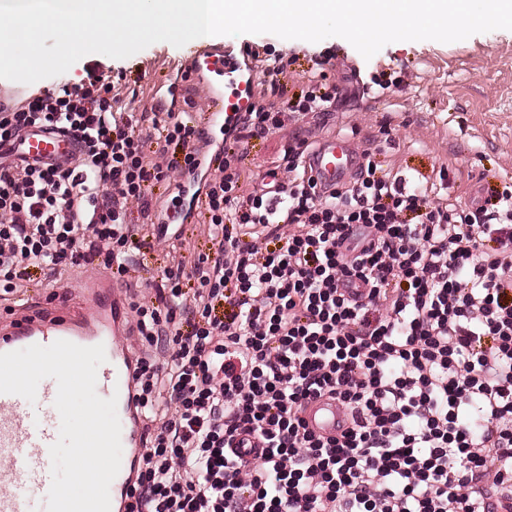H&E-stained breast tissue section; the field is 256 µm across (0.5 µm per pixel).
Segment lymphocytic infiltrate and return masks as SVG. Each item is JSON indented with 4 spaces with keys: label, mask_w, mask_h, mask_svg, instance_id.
<instances>
[{
    "label": "lymphocytic infiltrate",
    "mask_w": 512,
    "mask_h": 512,
    "mask_svg": "<svg viewBox=\"0 0 512 512\" xmlns=\"http://www.w3.org/2000/svg\"><path fill=\"white\" fill-rule=\"evenodd\" d=\"M262 74L204 184L209 251L170 262L135 306L146 435L127 512H494L512 495V188L463 207L378 175L366 148L323 192L298 132L286 179L246 190L251 139L341 96L332 83L288 104L282 58ZM33 127L74 156L0 163V290L33 268L129 274L153 187L197 180L204 130L123 106L94 66L0 109V146ZM323 399L344 415L332 435L306 420Z\"/></svg>",
    "instance_id": "1"
}]
</instances>
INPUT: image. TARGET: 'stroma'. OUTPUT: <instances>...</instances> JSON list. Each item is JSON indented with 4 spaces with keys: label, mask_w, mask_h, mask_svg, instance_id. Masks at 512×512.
Here are the masks:
<instances>
[{
    "label": "stroma",
    "mask_w": 512,
    "mask_h": 512,
    "mask_svg": "<svg viewBox=\"0 0 512 512\" xmlns=\"http://www.w3.org/2000/svg\"><path fill=\"white\" fill-rule=\"evenodd\" d=\"M212 44L240 56L271 53L289 60L284 97L291 101L307 92L319 74L345 86L348 94L335 108L299 120L312 143L339 133L361 149L374 139V161L381 172L422 176L434 184L447 178L445 197L463 204L480 199L483 190L512 185V31L450 43L393 42L368 60L340 37L312 43L269 33L222 35ZM195 49L192 42L181 47L158 42L125 59L99 54L95 60L105 75L121 77L123 92H135L151 106L169 83V64L188 60ZM284 143L281 134L253 140L242 166L246 186L261 183ZM177 185L173 179L153 190L160 222L171 232L136 255L137 268L127 280L128 301H142L146 283L160 279L168 260L209 247L193 187L180 194ZM176 195L181 203L174 208L170 200ZM74 274L63 272L54 285L35 276L20 293L0 296V316L18 319L46 303L69 300Z\"/></svg>",
    "instance_id": "stroma-1"
}]
</instances>
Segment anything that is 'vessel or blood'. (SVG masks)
<instances>
[{
  "instance_id": "b4317fda",
  "label": "vessel or blood",
  "mask_w": 512,
  "mask_h": 512,
  "mask_svg": "<svg viewBox=\"0 0 512 512\" xmlns=\"http://www.w3.org/2000/svg\"><path fill=\"white\" fill-rule=\"evenodd\" d=\"M194 75L208 73L215 80L206 123L234 120L245 111L260 80L258 71L242 66L228 50L208 49L193 62ZM72 147L56 134L38 128L28 130L20 146L0 148L7 160L39 163L63 162ZM359 152L348 138L330 136L307 157L306 167L321 186L332 188L348 181ZM83 301L76 306L50 305L21 319L0 322V353L35 344L47 346L67 340L90 347L103 345L106 361L97 371L96 391L100 397L117 396L121 424L122 460L110 486L112 512H126L130 501L128 475L143 434V420L135 400V361L119 341L128 319V305L120 301L112 282L105 277L78 280ZM57 384L43 379L36 402L0 394V512H36L34 504L45 497L51 484L49 447L59 436L60 417L54 407ZM310 427L320 433L335 432L342 421L335 402L320 401L308 413Z\"/></svg>"
}]
</instances>
